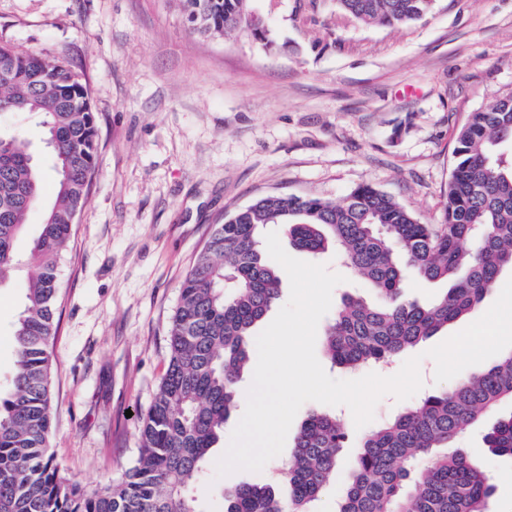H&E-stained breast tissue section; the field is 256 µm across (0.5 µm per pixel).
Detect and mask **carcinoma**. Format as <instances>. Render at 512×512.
Returning a JSON list of instances; mask_svg holds the SVG:
<instances>
[{
    "label": "carcinoma",
    "mask_w": 512,
    "mask_h": 512,
    "mask_svg": "<svg viewBox=\"0 0 512 512\" xmlns=\"http://www.w3.org/2000/svg\"><path fill=\"white\" fill-rule=\"evenodd\" d=\"M190 33L224 39L249 33L265 50L274 39L254 0H180ZM341 17L401 27L417 23L435 0H332ZM42 117L57 172L27 259L15 248L39 204L42 167L24 132L0 135V287L25 264L35 267L14 323L15 371L0 398V512H198L192 488L242 392L256 328L279 299L283 271L259 237L282 224L294 246L329 249L358 271L376 300L347 298L326 330L332 365L355 370L387 363L459 321L512 270V93L468 114L453 150L443 223L424 224L394 197L365 184L342 201L273 194L216 226L187 272L168 328L165 373L140 414L137 463L114 484L89 489L48 452L51 359L57 332V267L96 168L97 129L87 80L69 62L0 45V116ZM448 284L429 303L404 297L406 274ZM512 399V353L482 372L424 397L357 440L336 416L303 420L292 457L270 479L222 492L224 512H315L330 488L341 449L355 468L336 512H488L491 476L462 453L456 437L502 400ZM485 442L512 456V413Z\"/></svg>",
    "instance_id": "cac0c4a2"
}]
</instances>
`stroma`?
Segmentation results:
<instances>
[{
	"mask_svg": "<svg viewBox=\"0 0 512 512\" xmlns=\"http://www.w3.org/2000/svg\"><path fill=\"white\" fill-rule=\"evenodd\" d=\"M304 0H281L271 18L277 46L247 34H190L178 0H0V44L66 59L92 89L98 157L87 201L59 265L58 334L49 450L90 488L121 480L139 455L137 415L153 400L168 354L167 327L181 283L217 224L262 196L342 200L370 183L421 222L438 224L448 201L457 131L466 115L512 92V0H436L406 28L367 27L332 16L299 23ZM44 169L41 199L16 250L27 255L56 176L38 115H15ZM281 236L294 258L326 265L347 295L367 297L361 277L329 251L313 257ZM25 267L0 288V386L13 369L12 324L23 307ZM469 315L385 366L346 370L318 361L335 379L396 374L420 357L422 394L438 391L427 350L479 319ZM501 402L461 433L455 447L485 466L495 491L489 512H512V457L484 435ZM212 449L196 484L199 512H224L222 490L257 480L216 475Z\"/></svg>",
	"mask_w": 512,
	"mask_h": 512,
	"instance_id": "1",
	"label": "stroma"
}]
</instances>
